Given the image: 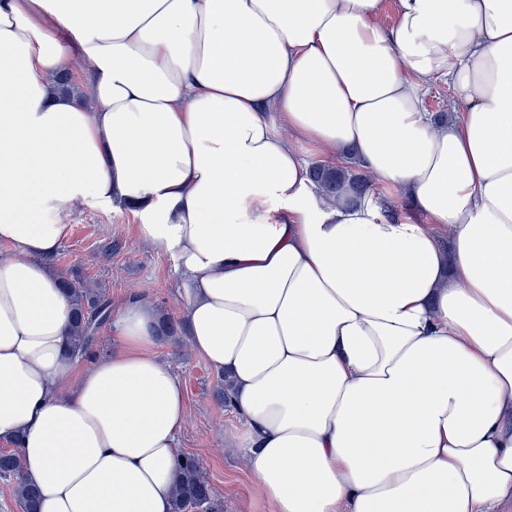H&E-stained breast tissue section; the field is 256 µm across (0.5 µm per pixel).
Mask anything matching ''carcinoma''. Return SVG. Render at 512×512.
Listing matches in <instances>:
<instances>
[{
	"instance_id": "cac0c4a2",
	"label": "carcinoma",
	"mask_w": 512,
	"mask_h": 512,
	"mask_svg": "<svg viewBox=\"0 0 512 512\" xmlns=\"http://www.w3.org/2000/svg\"><path fill=\"white\" fill-rule=\"evenodd\" d=\"M311 177L317 192L332 201L345 191L360 196L370 190L368 175L351 167L316 163L312 165ZM58 280L72 307L69 346L75 356H82L97 342L99 330L109 322L111 299L105 291L90 287L74 274H62ZM0 477L11 483L13 494L23 512H37L38 494L24 479L20 453L0 452ZM173 509L174 512H188L190 509L222 512L199 462L192 457L185 456L179 463Z\"/></svg>"
}]
</instances>
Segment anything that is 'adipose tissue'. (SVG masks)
Here are the masks:
<instances>
[{
	"mask_svg": "<svg viewBox=\"0 0 512 512\" xmlns=\"http://www.w3.org/2000/svg\"><path fill=\"white\" fill-rule=\"evenodd\" d=\"M382 4L0 0V440L40 512H173L153 310L71 380L45 264L68 207L116 197L274 512H512V0ZM74 60L94 107L52 83ZM439 82L466 106L442 123ZM300 141L373 190L326 202Z\"/></svg>",
	"mask_w": 512,
	"mask_h": 512,
	"instance_id": "obj_1",
	"label": "adipose tissue"
}]
</instances>
